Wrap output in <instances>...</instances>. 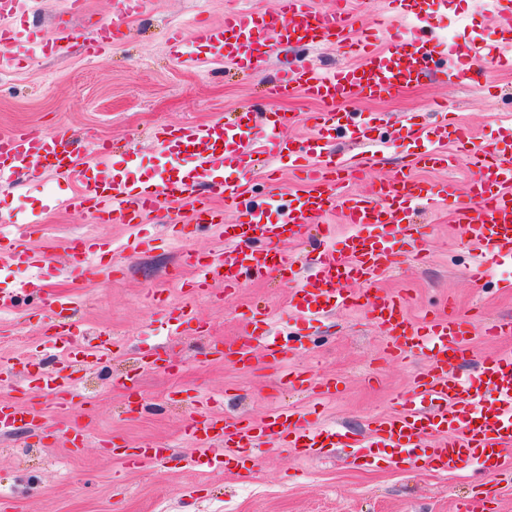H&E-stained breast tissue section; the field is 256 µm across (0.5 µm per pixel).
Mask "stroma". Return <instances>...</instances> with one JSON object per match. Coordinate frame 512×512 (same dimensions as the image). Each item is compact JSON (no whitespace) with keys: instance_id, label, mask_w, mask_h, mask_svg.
<instances>
[{"instance_id":"obj_1","label":"stroma","mask_w":512,"mask_h":512,"mask_svg":"<svg viewBox=\"0 0 512 512\" xmlns=\"http://www.w3.org/2000/svg\"><path fill=\"white\" fill-rule=\"evenodd\" d=\"M85 2V13L78 17L71 15L69 0H28L31 31L52 37L64 24L80 32L87 23L111 20L114 0ZM389 2L348 0L353 28L379 23L378 38L388 44L405 29ZM276 7L277 0H147L143 12L129 20L123 39L99 57L86 56L76 39L63 57H36L0 71V134L20 127L44 133L62 128L86 145L112 141L109 162L133 183L164 174L166 159L152 137L159 126L207 124L256 106L294 113L288 135L304 140L312 134L306 118L318 106L302 97H276L274 75L307 56L325 68L351 64L344 50L326 48L307 55L282 47L258 74L221 61L189 68L166 49L170 31L189 29L194 19L218 22L231 8L271 12ZM430 26L438 38L439 64L457 66L456 47L472 41L512 58V31L503 29L484 0H443ZM436 100L447 102L449 120L466 129L472 147L512 153V69L498 71L485 88L467 79L443 83L427 78L389 98L341 104V111L353 108L372 121L382 141L368 177L355 179L352 190L371 192L375 183L397 171L406 155L420 151V143L398 137L396 130L409 116L434 124L431 104ZM273 165L280 176L273 188L262 178L263 161L248 171L253 195L273 190L289 196L298 189V161L284 156ZM75 188L74 182L41 170L26 174L17 186L0 187V226L19 233L30 218H39L44 240L53 245L47 267L37 274L0 259V289L38 282L36 289L18 292L12 307L0 309V400L43 409L47 424H78L90 432L88 446L75 453L68 452L62 434L45 442L24 431L0 437V512H452L455 501L476 493L469 470L444 475L422 468L364 469L346 449L329 459L301 460L271 444L261 449L258 465L246 479L183 467V458L195 453L184 434L195 395L223 394L222 410L228 415L258 418L288 405L361 434L372 415L395 410L399 398L409 395L415 376L429 368L430 354L389 357L388 333L361 309L304 319L289 306L290 287L273 276L249 283L232 297L225 296L219 281L212 282L207 294L187 297L179 281L190 272L183 268L181 254L223 250L216 230L172 242L171 227L181 220L175 209L141 224H99L90 213L65 208ZM453 210L448 200L416 214L425 253H400L396 266L378 281V290L406 294L414 321L446 300L476 323L485 317L512 320V291L497 288L498 282L512 281V262L484 264L479 249L457 229ZM76 236L111 239L112 259L124 265V274L106 281L72 271L66 244ZM131 239L142 243L134 254L125 249ZM483 264L486 276H475ZM59 294L72 298L90 333L116 340L108 363L91 357L69 366L47 339L51 300ZM156 295L171 306L191 303L203 332L173 335L152 302ZM255 306L267 310L274 331L299 334L305 342L304 348L289 352L284 366L334 381L333 394L320 396L284 383L279 367L244 369L217 355V348L241 335V317ZM147 348L168 353L176 367L144 373L137 391L129 392L122 379L136 368L139 350ZM41 369L70 378L78 395L67 409L43 397L34 381ZM135 397L143 406L133 411L129 403ZM111 439L129 448H169L176 460L130 469L103 453L101 442Z\"/></svg>"}]
</instances>
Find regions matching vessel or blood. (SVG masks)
<instances>
[{
	"mask_svg": "<svg viewBox=\"0 0 512 512\" xmlns=\"http://www.w3.org/2000/svg\"><path fill=\"white\" fill-rule=\"evenodd\" d=\"M145 0H116L110 23L87 35L66 29L57 36L35 40L26 26L24 0H0V70L19 66L37 55L61 56L74 39H82L88 56H99L109 43L120 40L128 20L138 14ZM436 0H418L416 23L405 35L393 36L387 48H377L368 32H354L344 7L322 9L320 0H279L273 12L233 10L222 24L199 19L192 38L173 32L169 54L193 66L206 58L227 59L240 67L261 72L276 45L305 44L315 48L345 47L356 64L322 69L310 62L282 71L275 91L279 96L303 95L321 104L313 116L315 137L303 145L288 138L292 117L282 112H258L247 108L230 122L185 123L160 127L154 139L162 151L181 156L160 182L140 188L130 184L125 173L110 167L108 143L93 145L96 164L81 162L82 149L68 131L49 133L17 130L0 134V185L16 183L27 171L39 167L77 183L78 189L65 206L75 212H93L98 223L140 224L164 205L186 207L189 224L216 225L224 234L221 252L188 250L183 262L195 275L187 285L188 295L206 293L211 281L222 279L224 292L236 294L252 279L276 275L291 289L290 305L302 316L320 317L338 310L365 308L371 320L391 336L390 349L409 354L422 349L432 353L428 373L418 377L412 393L398 409L373 417L365 437L356 439L334 424L308 419L291 407L275 409L264 417L228 418L215 414L216 401L200 396L193 401L192 423L186 432L197 456L189 467L208 465L214 470L251 471L258 451L276 443L302 459L330 457L340 448L355 451L363 465L375 464L378 449H386L388 461L399 469L426 464L442 472H456L478 464L486 476H496L503 451L512 448V350L478 361L464 375L456 365L468 361L473 334L511 336L512 321L482 323L473 329L468 319L442 313L415 322L406 313L400 295L376 294L378 277L390 269L396 254L394 236L416 245L414 215L420 201L434 205L445 191L435 185L422 186L406 172L381 181L369 194L350 190L354 174L362 172L369 159L358 156L336 159L332 134L341 128L345 115L338 104L367 96L381 99L416 85L427 77L441 80L462 77L467 66L478 65L484 83L495 72L511 64L491 55L482 45H471L459 53L461 66L448 72L436 61V38L428 27ZM403 138L426 141L424 151L414 154L411 165L457 163L449 144L462 141L459 124L440 119L435 127L413 122L400 127ZM302 158V188L282 206L278 221L268 220L260 206L248 196L245 183L232 179V172L246 169L253 154ZM477 176L467 186L465 203L454 209V221L481 253L493 261L512 259V159L493 150L477 148L465 157ZM245 208L244 229L225 223V209ZM339 210L352 231L341 245L331 242L333 228L323 224L331 210ZM323 226V248L307 270L288 258L281 243L300 239L311 224ZM36 220H29L17 235L0 232V252L31 268H42L49 255L32 245ZM67 248L77 271L120 274L122 268L109 261L112 241L72 238ZM347 282L361 284L358 292L344 291ZM48 331L70 360L92 356L108 359L112 344L93 342L78 318L73 301L56 298ZM268 314L258 310L245 318L243 338L228 353L241 367L254 366L257 359L281 364L292 346L278 341L267 330ZM40 390L50 400L67 406L73 393L69 382L56 372L36 375ZM34 409L0 401V435L12 436L34 424Z\"/></svg>",
	"mask_w": 512,
	"mask_h": 512,
	"instance_id": "b4317fda",
	"label": "vessel or blood"
}]
</instances>
